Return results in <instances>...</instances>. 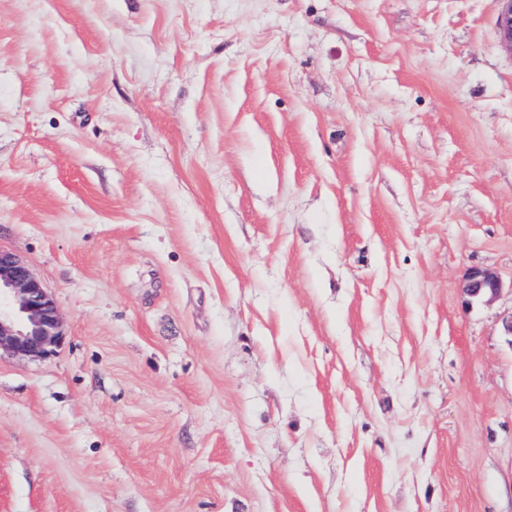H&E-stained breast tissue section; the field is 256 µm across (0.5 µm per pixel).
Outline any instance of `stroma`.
<instances>
[{
	"label": "stroma",
	"mask_w": 512,
	"mask_h": 512,
	"mask_svg": "<svg viewBox=\"0 0 512 512\" xmlns=\"http://www.w3.org/2000/svg\"><path fill=\"white\" fill-rule=\"evenodd\" d=\"M499 0H0V512H512ZM61 338L52 296L17 255L0 249V356L46 357ZM500 277L486 269L472 268L459 285L461 296L466 304L493 303L502 292Z\"/></svg>",
	"instance_id": "stroma-1"
}]
</instances>
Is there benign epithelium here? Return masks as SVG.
<instances>
[{
	"mask_svg": "<svg viewBox=\"0 0 512 512\" xmlns=\"http://www.w3.org/2000/svg\"><path fill=\"white\" fill-rule=\"evenodd\" d=\"M499 43L512 54V0H501ZM466 304H491L503 290L500 277L473 268L459 285ZM62 338L57 306L47 289L14 253L0 249V353L42 358Z\"/></svg>",
	"mask_w": 512,
	"mask_h": 512,
	"instance_id": "1",
	"label": "benign epithelium"
}]
</instances>
